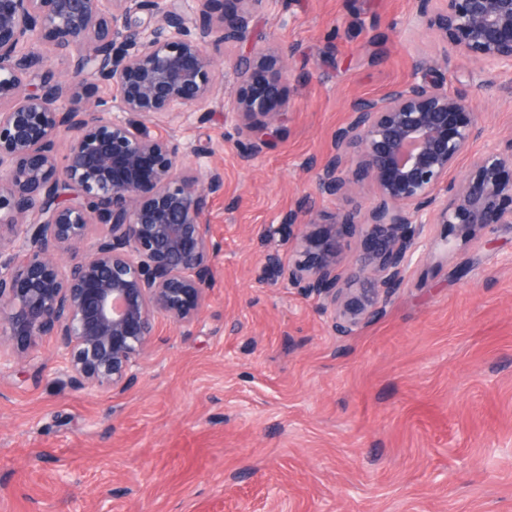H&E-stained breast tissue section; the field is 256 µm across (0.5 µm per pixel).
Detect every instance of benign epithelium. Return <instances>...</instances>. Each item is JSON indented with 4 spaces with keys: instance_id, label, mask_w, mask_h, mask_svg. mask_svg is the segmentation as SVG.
Instances as JSON below:
<instances>
[{
    "instance_id": "obj_1",
    "label": "benign epithelium",
    "mask_w": 512,
    "mask_h": 512,
    "mask_svg": "<svg viewBox=\"0 0 512 512\" xmlns=\"http://www.w3.org/2000/svg\"><path fill=\"white\" fill-rule=\"evenodd\" d=\"M265 0H0V367L22 366L35 339L56 338L67 383L122 394L139 380L157 322L197 321L215 281L206 216L222 177L184 169L185 152L155 121L212 99L215 59L249 45L224 103L243 138L241 161L261 152L286 116L287 52L252 41ZM424 28L453 50L512 65V0H418ZM49 44L70 61L66 81L46 67ZM101 87L111 100L96 99ZM315 190L336 197L368 181L364 207L288 213L298 246L267 267L323 299L349 335L380 316L401 287L425 226L467 240L512 224V141L474 160L461 187L448 174L484 128L473 102L426 78L381 102L352 106ZM66 152L58 158L59 139ZM360 234L355 263L339 239Z\"/></svg>"
}]
</instances>
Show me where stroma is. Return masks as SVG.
Here are the masks:
<instances>
[{"label": "stroma", "mask_w": 512, "mask_h": 512, "mask_svg": "<svg viewBox=\"0 0 512 512\" xmlns=\"http://www.w3.org/2000/svg\"><path fill=\"white\" fill-rule=\"evenodd\" d=\"M289 48L287 115L250 164L224 103L158 124L192 172L219 171L207 222L216 283L197 324L159 320L138 383L71 390L54 337L0 371V512H512V224L443 248L432 224L382 316L352 334L322 299L266 267L288 258L280 226L307 204H364L371 184L317 196L362 100L424 77L473 100L482 137L451 172L512 140V67L446 50L416 0H265L254 19ZM206 147L197 157L193 148Z\"/></svg>", "instance_id": "35a3bbf8"}]
</instances>
